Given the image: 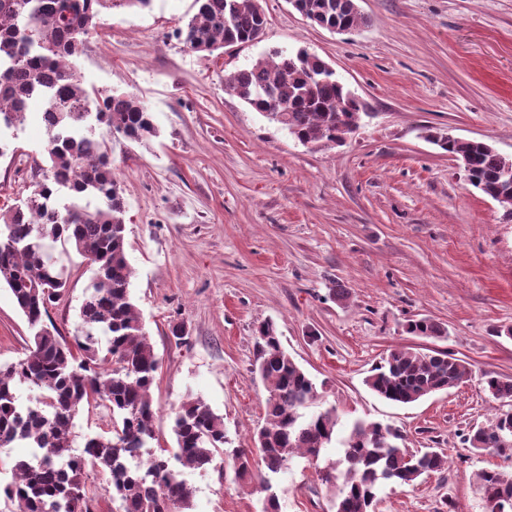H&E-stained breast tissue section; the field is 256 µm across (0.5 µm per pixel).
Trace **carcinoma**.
Returning <instances> with one entry per match:
<instances>
[{"label": "carcinoma", "instance_id": "carcinoma-1", "mask_svg": "<svg viewBox=\"0 0 512 512\" xmlns=\"http://www.w3.org/2000/svg\"><path fill=\"white\" fill-rule=\"evenodd\" d=\"M151 0H0V129L25 121L30 104L47 103L41 116L48 134V164L22 202L0 210V285L7 286L34 335L25 358L0 366V449L22 443L31 454L15 461L12 481L0 494L18 512H88L84 474H108L116 512H189L194 490L182 469L204 471L228 443L224 417L200 397H188L174 412V448H154L155 410L151 389L159 360L131 299L126 254V201L112 169L114 139L144 143L157 135L145 103L130 93H101L87 87L76 65L84 37L104 9H144ZM311 23L352 32L366 24L357 0H289ZM194 11L178 38L193 52L242 46L262 38L267 18L260 0H193ZM319 57L299 50L257 58L226 79L227 89L256 112L280 125L303 145L344 142L363 112L354 94ZM426 138L461 161L470 185L497 201L512 218V157L481 140L448 138L427 129ZM73 248L96 267L80 307L72 341L48 327L44 315L66 280L52 251ZM406 332L421 338L446 334L442 324L420 318ZM254 370L267 390L266 422L255 448L233 450L238 483L265 493L262 512H280L271 477L295 457L316 460L338 441L341 456L320 472L342 480L334 512H375L383 484L414 486L424 474L448 467L437 450L413 453L403 436L377 422L357 420L340 439L331 407L309 414L318 398L315 384L282 347L276 325L257 327ZM467 363L438 350L398 345L371 367L366 386L381 398L412 404L460 385ZM36 391L22 403L17 388ZM485 390L512 401V380L488 374ZM105 404L112 435H87L73 446L74 420L83 405ZM475 452L493 448L512 455V413L470 430ZM258 452L266 472L252 469ZM487 512H512V472L478 474Z\"/></svg>", "mask_w": 512, "mask_h": 512}]
</instances>
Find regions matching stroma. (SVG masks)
I'll return each instance as SVG.
<instances>
[{
    "mask_svg": "<svg viewBox=\"0 0 512 512\" xmlns=\"http://www.w3.org/2000/svg\"><path fill=\"white\" fill-rule=\"evenodd\" d=\"M193 0H152L144 10L103 12L78 66L96 90L137 95L158 134L112 144L128 202L131 291L159 358L152 388L161 447L175 445L174 411L199 396L222 415L234 447L248 448L265 419L267 391L254 371L256 328L274 322L284 348L319 392L313 411L335 407L341 424L377 421L410 450L440 448L451 467L416 486H385L376 512H485L477 474L512 471V458L472 452L471 428L505 403L484 375L512 379V223L472 188L458 162L425 129L482 140L512 156V0H358L367 24L329 32L289 0H261L268 24L253 45L206 56L176 32ZM307 49L330 63L368 115L342 145L311 148L228 92L225 75L272 51ZM32 103L25 122L0 133V207L26 196L47 136ZM69 285L49 308L74 334L92 264L71 254ZM351 296L339 300L336 287ZM428 317L438 339L406 333ZM183 325L185 343L170 329ZM32 333L0 286V364L24 358ZM445 350L467 362L468 381L410 405L364 384L387 349ZM294 461L276 477L280 512H333L318 470ZM191 512H261L217 453L208 470H184Z\"/></svg>",
    "mask_w": 512,
    "mask_h": 512,
    "instance_id": "1",
    "label": "stroma"
}]
</instances>
